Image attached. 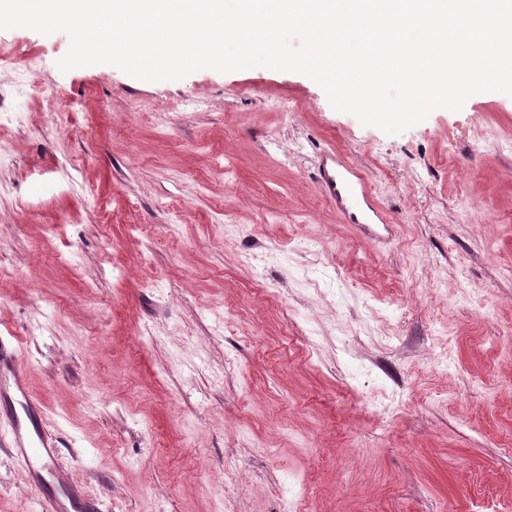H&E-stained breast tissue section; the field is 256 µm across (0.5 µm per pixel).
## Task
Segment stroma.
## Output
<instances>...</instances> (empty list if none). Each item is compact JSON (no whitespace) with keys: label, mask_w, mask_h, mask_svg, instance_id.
<instances>
[{"label":"stroma","mask_w":512,"mask_h":512,"mask_svg":"<svg viewBox=\"0 0 512 512\" xmlns=\"http://www.w3.org/2000/svg\"><path fill=\"white\" fill-rule=\"evenodd\" d=\"M68 47L0 30V336L62 479L100 512H512V96L389 136L299 73ZM328 150L391 223H343ZM9 439L0 512H42ZM24 67L26 72L29 74L28 88L32 96L40 97L44 93H47L41 84L36 80L38 65L34 58H28L24 61ZM47 97L50 100L49 113L55 123H63L67 120L69 112V105L65 98L60 93L51 91L47 93Z\"/></svg>","instance_id":"obj_1"}]
</instances>
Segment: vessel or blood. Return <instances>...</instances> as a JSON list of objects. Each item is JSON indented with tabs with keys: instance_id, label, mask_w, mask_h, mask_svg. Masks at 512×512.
Wrapping results in <instances>:
<instances>
[{
	"instance_id": "1",
	"label": "vessel or blood",
	"mask_w": 512,
	"mask_h": 512,
	"mask_svg": "<svg viewBox=\"0 0 512 512\" xmlns=\"http://www.w3.org/2000/svg\"><path fill=\"white\" fill-rule=\"evenodd\" d=\"M317 183L346 223L386 224L390 218L373 197L364 170L339 152L321 156ZM11 427L10 450L22 462L29 482L42 485L55 474L59 441L42 425L40 402L32 395L25 361L18 348H6L0 341V418ZM45 512H98L95 501L79 487L56 485L44 498Z\"/></svg>"
}]
</instances>
